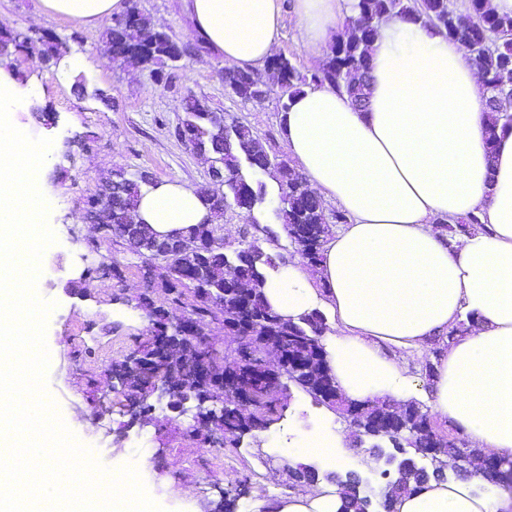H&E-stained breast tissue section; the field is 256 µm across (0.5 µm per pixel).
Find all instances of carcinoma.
Here are the masks:
<instances>
[{
  "mask_svg": "<svg viewBox=\"0 0 512 512\" xmlns=\"http://www.w3.org/2000/svg\"><path fill=\"white\" fill-rule=\"evenodd\" d=\"M353 8L356 17L349 20L345 29L336 35L329 46L322 67L310 76L298 73L291 61L284 56L268 60L269 79L283 90L282 109H288L290 95L304 87H318L330 83L337 89H345L358 106L366 102V76L370 70L368 47L376 33V22L386 13L411 15L414 18L443 28L448 37L459 42L482 70L486 91L489 93L487 107L490 112L485 134L488 142L497 137L498 127L512 126L504 115L507 105L512 103V17L496 14L490 0H469L467 15L459 16L448 10V0H356ZM170 35L151 27L149 17L139 12L131 23L118 27L108 24L102 36L103 48L122 50L117 62L127 68L145 65L163 66L171 60L167 42ZM224 85L244 102H259L268 92V84L248 71L236 68L224 69ZM183 124L189 128L195 144L206 151L224 156V197L216 200L215 189L206 185L197 189L208 205L214 228H220L224 217V202L240 201V190L246 191L245 202L266 199L267 184L262 177L268 175L277 186L278 205L273 215L281 225L284 235L294 234L298 238L295 248L304 254L310 265L321 259L323 241L332 233L327 221L323 202L313 194L306 179L288 162L279 160L274 153L254 149L253 129L240 121H219L213 110L194 95L184 106ZM129 188L115 204L105 206L104 224H139L137 199L150 188L149 175L140 173L126 177ZM448 224V240L466 233L479 225V218L470 215L460 224ZM243 239L246 251L238 254L214 250L205 261L185 257L179 263L168 266L165 288L172 293L171 302L179 303L184 292L193 297V314L204 323L219 313L226 314L235 309L233 290L221 288L212 281L209 272H218L224 277L235 269L250 282L249 308L246 317L258 320L263 328L259 335L276 340L289 355L306 351L305 339L316 332L328 330L327 318L316 310L298 321L284 320L267 306L263 300L262 286L268 272L280 266L279 256L264 251L260 238L245 232ZM264 343L254 342L248 357L242 359L246 370L245 381L252 389L257 404L269 415L282 409L274 385L266 379V368L260 352Z\"/></svg>",
  "mask_w": 512,
  "mask_h": 512,
  "instance_id": "1",
  "label": "carcinoma"
}]
</instances>
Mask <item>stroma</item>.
Masks as SVG:
<instances>
[{
  "instance_id": "35a3bbf8",
  "label": "stroma",
  "mask_w": 512,
  "mask_h": 512,
  "mask_svg": "<svg viewBox=\"0 0 512 512\" xmlns=\"http://www.w3.org/2000/svg\"><path fill=\"white\" fill-rule=\"evenodd\" d=\"M156 27L191 42L183 0H137ZM278 54L302 75L321 61L301 42L293 0H279ZM104 24L88 26L41 14L39 0H0V32L57 35L64 57L46 68L38 55L20 53L12 70L0 69V86L21 96L13 108L19 130L47 138L52 147L40 170L49 204L48 225L56 236L41 259L39 296L54 302L45 340L50 355L47 390L76 439L108 471L134 465L150 497L164 512H198L201 504L252 512V489L284 495L292 486L289 455L323 432L350 426L342 415L325 416L306 393H292L289 406L266 430L245 436L240 447L208 448L192 432V417H172L157 405L151 419L130 423L129 398L113 388L115 363L148 339L151 324L135 305L142 293L170 315L187 307L169 304L162 289H150L146 259L132 255L119 238H105L90 223L89 199L113 170L150 172L158 182L196 189L208 180V164L175 135L185 116L183 100L195 94L226 118L250 125L259 145L287 156L281 138L278 87L264 101L244 103L224 85L223 59L209 50L166 67L155 80L153 67L122 69L104 53ZM84 280L85 291L70 295L68 281ZM110 409L99 412V399Z\"/></svg>"
}]
</instances>
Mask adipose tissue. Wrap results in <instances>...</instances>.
Here are the masks:
<instances>
[{"label":"adipose tissue","mask_w":512,"mask_h":512,"mask_svg":"<svg viewBox=\"0 0 512 512\" xmlns=\"http://www.w3.org/2000/svg\"><path fill=\"white\" fill-rule=\"evenodd\" d=\"M353 0H296L304 46L323 54ZM44 14L97 24L124 0H41ZM193 32L226 63L262 64L276 50L277 0H185ZM365 106L331 85L294 94L281 115L283 141L311 190L349 222L313 268L279 266L263 286L286 318L320 310L327 365L350 400L402 399L414 391L409 358L465 313L473 327L449 340L430 376L435 414L485 454L512 455V128L488 142L484 79L442 28L389 14L369 47ZM138 212L163 238L210 212L192 188L161 183ZM477 214L481 229L449 245L434 225ZM328 479L279 497L255 492L252 512H340ZM395 512H512V496L475 494L470 480H429L400 493Z\"/></svg>","instance_id":"ef3b65f1"}]
</instances>
